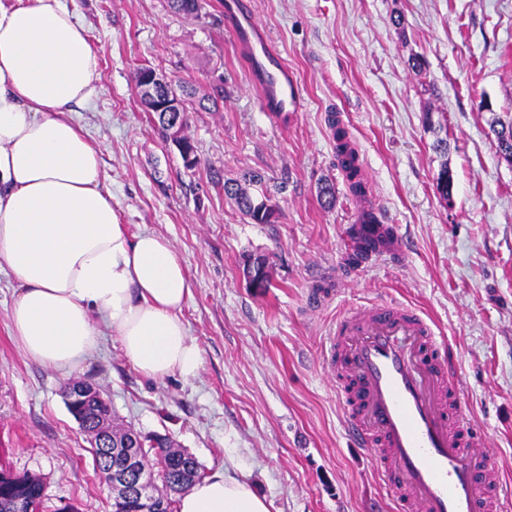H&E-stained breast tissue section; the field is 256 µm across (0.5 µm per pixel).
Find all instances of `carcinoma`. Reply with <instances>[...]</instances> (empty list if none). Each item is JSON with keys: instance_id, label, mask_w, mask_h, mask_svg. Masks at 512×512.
<instances>
[{"instance_id": "obj_1", "label": "carcinoma", "mask_w": 512, "mask_h": 512, "mask_svg": "<svg viewBox=\"0 0 512 512\" xmlns=\"http://www.w3.org/2000/svg\"><path fill=\"white\" fill-rule=\"evenodd\" d=\"M175 12L185 15H197L202 9L201 0H170ZM173 97L182 108L181 122L187 125V112L194 89L180 82L171 88ZM336 154L341 169L345 173L350 190L356 195L365 192V185L361 178L360 167L357 165L356 153L350 150L347 142V133L344 129L335 128ZM454 184L453 173L448 169V164L441 165L435 178V190L440 198L446 200L451 194ZM224 194L234 200L238 209L256 224H269L275 212V205L271 204V198L266 192L254 195L236 180L224 182ZM70 412L83 418V432L91 437L101 431V420L111 415V409L105 402L92 400L84 404H75ZM136 438L137 448L133 465L148 472H157L162 481V486H153L156 501L164 505V512H174L171 498L173 494H181L190 488L194 482L201 478V467L194 457L176 448L174 443L164 437L154 438V442L147 443V439L141 437L131 429H124L117 441ZM154 450V458H149L145 448ZM44 487L36 478L27 475H17L11 471L0 470V499L19 504L20 509H31V512H39ZM112 512H153L152 505L147 504L134 495L113 496Z\"/></svg>"}]
</instances>
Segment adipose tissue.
<instances>
[{
    "label": "adipose tissue",
    "instance_id": "ef3b65f1",
    "mask_svg": "<svg viewBox=\"0 0 512 512\" xmlns=\"http://www.w3.org/2000/svg\"><path fill=\"white\" fill-rule=\"evenodd\" d=\"M98 59L61 0H0V270L17 293L10 331L30 359L68 372L103 332L142 376L196 377L201 348L182 317L185 265L162 236L130 233L102 188L96 149L70 117L88 102ZM177 512H271L224 470Z\"/></svg>",
    "mask_w": 512,
    "mask_h": 512
}]
</instances>
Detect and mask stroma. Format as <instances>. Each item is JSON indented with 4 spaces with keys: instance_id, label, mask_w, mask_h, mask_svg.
Masks as SVG:
<instances>
[{
    "instance_id": "35a3bbf8",
    "label": "stroma",
    "mask_w": 512,
    "mask_h": 512,
    "mask_svg": "<svg viewBox=\"0 0 512 512\" xmlns=\"http://www.w3.org/2000/svg\"><path fill=\"white\" fill-rule=\"evenodd\" d=\"M63 2L99 59L91 101L73 117L121 222L182 257L191 285L182 315L202 351L196 378L155 382L101 337L76 377L99 389L115 423L170 437L203 475L235 470L271 512H396L369 449L345 433L323 349L343 310L404 303L434 322L461 377L460 404L486 431L512 494V164L492 132L512 122V0H250L307 101L285 124L261 112L218 0H203L197 18L169 0ZM416 56L422 69L409 65ZM141 66L215 100L188 114L195 169L142 106L132 80ZM428 114L447 152L435 150ZM333 118L359 152L365 197L337 165ZM444 164L448 202L434 190ZM250 170L266 177L273 223H254L224 194L225 180ZM324 179L336 191L329 209L317 196ZM365 204L392 224L404 255L349 265ZM257 264L256 282L246 270ZM340 269L334 299L308 308L319 274ZM15 287L0 272V467L41 480L43 512L65 503L112 512L65 404L74 376L29 359L10 335Z\"/></svg>"
}]
</instances>
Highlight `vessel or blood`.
I'll return each instance as SVG.
<instances>
[{
    "instance_id": "1",
    "label": "vessel or blood",
    "mask_w": 512,
    "mask_h": 512,
    "mask_svg": "<svg viewBox=\"0 0 512 512\" xmlns=\"http://www.w3.org/2000/svg\"><path fill=\"white\" fill-rule=\"evenodd\" d=\"M224 27L248 66L263 111L287 123L305 108L282 52L253 18L246 0H224ZM359 225L355 248L399 255L376 211ZM323 362L340 390L347 432L374 451L380 481L400 512H507L492 469L487 436L458 404L459 375L446 346L419 310L373 304L342 314L329 333Z\"/></svg>"
}]
</instances>
